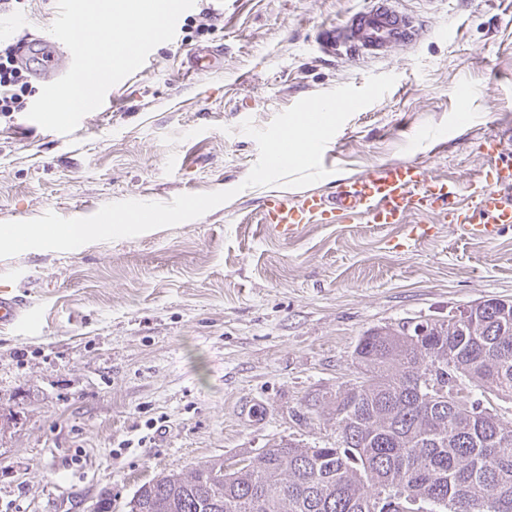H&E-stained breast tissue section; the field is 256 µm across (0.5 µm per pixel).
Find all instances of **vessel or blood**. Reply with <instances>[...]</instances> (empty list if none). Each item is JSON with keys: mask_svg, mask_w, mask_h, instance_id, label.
I'll use <instances>...</instances> for the list:
<instances>
[{"mask_svg": "<svg viewBox=\"0 0 512 512\" xmlns=\"http://www.w3.org/2000/svg\"><path fill=\"white\" fill-rule=\"evenodd\" d=\"M421 31L396 0H370L329 32L333 53L380 57L396 47L417 42ZM486 156L493 176L470 183L462 191L429 184L414 164L379 167L351 182H340L332 196H305L299 202L274 195L263 201L264 222L283 240L298 237L309 224H331L336 218L367 224H404L418 213L446 215L456 231L482 240L493 239L501 227L512 224V161L501 157L500 143L489 139ZM32 316L20 297L0 295V326H14Z\"/></svg>", "mask_w": 512, "mask_h": 512, "instance_id": "vessel-or-blood-1", "label": "vessel or blood"}]
</instances>
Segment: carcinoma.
Listing matches in <instances>:
<instances>
[{
	"instance_id": "1",
	"label": "carcinoma",
	"mask_w": 512,
	"mask_h": 512,
	"mask_svg": "<svg viewBox=\"0 0 512 512\" xmlns=\"http://www.w3.org/2000/svg\"><path fill=\"white\" fill-rule=\"evenodd\" d=\"M402 335L359 339L362 377L336 393L334 442L160 473L127 512H512V420L463 385L512 400V304L470 307L451 335L432 327L433 355Z\"/></svg>"
}]
</instances>
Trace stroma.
<instances>
[{
    "instance_id": "35a3bbf8",
    "label": "stroma",
    "mask_w": 512,
    "mask_h": 512,
    "mask_svg": "<svg viewBox=\"0 0 512 512\" xmlns=\"http://www.w3.org/2000/svg\"><path fill=\"white\" fill-rule=\"evenodd\" d=\"M366 2L210 0L211 31L184 12L71 134L0 115V222L235 192L149 236L0 259V290L37 314L0 329V512H96L106 497L126 512L159 473L333 441L365 331L512 300V225L484 242L438 223L405 252L392 226L313 224L288 242L262 227L271 194L328 196L385 163L464 185L483 177L491 134L512 157V0H402L419 45L357 61L325 52L318 31ZM56 16V0H23L0 38H48ZM374 74L397 81L328 143V176L240 191L259 156L245 119L266 127ZM462 108L474 120L457 129Z\"/></svg>"
}]
</instances>
